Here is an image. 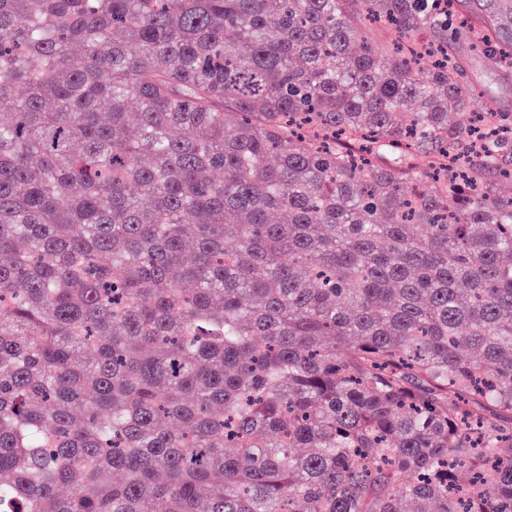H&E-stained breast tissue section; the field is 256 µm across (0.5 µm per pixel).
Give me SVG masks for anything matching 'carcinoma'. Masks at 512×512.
<instances>
[{"mask_svg": "<svg viewBox=\"0 0 512 512\" xmlns=\"http://www.w3.org/2000/svg\"><path fill=\"white\" fill-rule=\"evenodd\" d=\"M465 2L0 0V512H512Z\"/></svg>", "mask_w": 512, "mask_h": 512, "instance_id": "carcinoma-1", "label": "carcinoma"}]
</instances>
